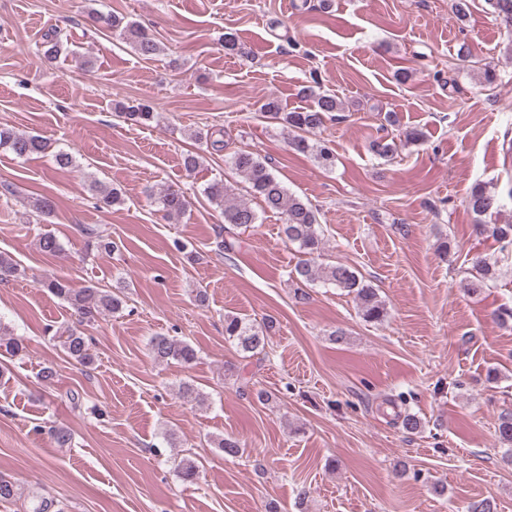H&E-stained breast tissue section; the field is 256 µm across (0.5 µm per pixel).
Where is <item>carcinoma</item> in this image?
<instances>
[{
  "instance_id": "carcinoma-1",
  "label": "carcinoma",
  "mask_w": 512,
  "mask_h": 512,
  "mask_svg": "<svg viewBox=\"0 0 512 512\" xmlns=\"http://www.w3.org/2000/svg\"><path fill=\"white\" fill-rule=\"evenodd\" d=\"M486 4L498 18L506 34L512 38V0H485ZM93 19L105 30L119 32L122 38L133 45L136 53L143 59H152L161 52L158 40L147 33L139 25L128 22L110 13L97 12ZM61 31L55 29L44 35L41 50L44 57L52 60L61 53ZM302 95L311 100V104L293 111H285L275 99L263 104L262 112L272 119L284 123L297 131L291 145L298 151L310 152L315 155L325 169L335 164V154L326 145L311 143L308 134L324 126L335 113L344 110L343 103L336 95L317 93L310 88L302 90ZM119 113L129 121L147 124L159 120V113L153 111L148 104L119 106ZM0 149L7 150L19 158H27L44 153L48 142L38 134L17 133L7 127H0ZM231 164L236 174L248 184L251 192L260 199L263 209L280 216L283 221L281 233L286 241L298 245L309 258L294 268L295 279L312 284L323 282L333 285L347 294H351L362 318L368 322H380L387 315L384 301L380 299L377 289L363 281L356 271L344 264L322 266L316 263L314 255L321 252L322 238L317 219V209L288 191L270 170L269 163L248 151H239L231 157ZM99 202L110 208L123 203L120 192L108 186L96 188ZM208 200L216 204L224 214L225 226L221 227L216 242L217 251H230L234 242L224 238V234L232 230L248 227L258 222V214L247 202L238 199L232 186L222 180H215L204 190ZM158 203L166 215L171 217L181 214L187 206L182 191L172 187L162 189L158 194ZM468 205L472 212L482 217L498 211V197L482 185L474 186ZM476 230L487 233L499 241H512V222L505 224H477ZM83 232L91 238V245L98 250L112 252L118 248L109 235L96 226L85 227ZM474 274L467 280L465 288L471 294L479 293L488 282L497 278L495 265L485 258L477 257L473 262ZM18 263L8 254H0V281L10 277H18ZM48 291L71 306L82 323H92L102 315L118 312L122 309L124 299L113 291L100 290L90 284L75 288L61 277L49 278L44 282ZM273 322L268 320L255 325L247 323L233 314L224 315V335L231 340L236 348L243 353H256L265 348L267 333L272 330ZM69 357L83 366L94 363V353L88 337L77 330L68 328L55 337ZM10 356L23 351L21 339L6 330L0 331V350ZM151 357L159 362L177 361L190 364L197 358V352L186 341L155 336L149 342ZM498 438L501 444L512 451V414L501 417L498 425Z\"/></svg>"
}]
</instances>
